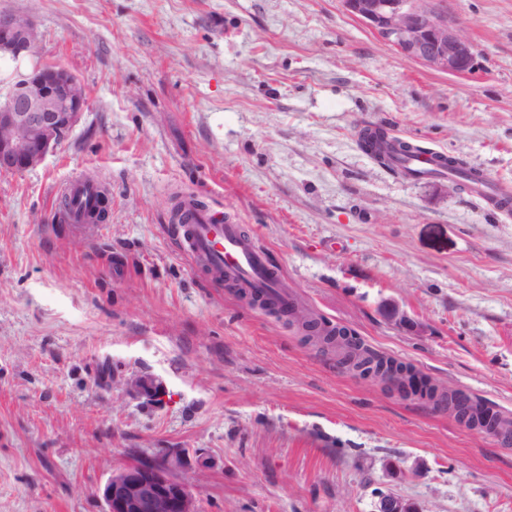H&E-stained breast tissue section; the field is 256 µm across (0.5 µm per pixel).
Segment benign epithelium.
Returning a JSON list of instances; mask_svg holds the SVG:
<instances>
[{"label": "benign epithelium", "mask_w": 512, "mask_h": 512, "mask_svg": "<svg viewBox=\"0 0 512 512\" xmlns=\"http://www.w3.org/2000/svg\"><path fill=\"white\" fill-rule=\"evenodd\" d=\"M345 9L375 30L404 56L453 75L472 72L476 54L472 42L451 27L428 0H342ZM39 32L36 25L12 13H0V59L18 62L32 55ZM88 109L80 79L57 64L36 63L16 74L0 96V173H20L39 165L58 147ZM385 382L404 390L416 384L407 368L394 370ZM130 388L145 397L163 394L157 381L137 375ZM183 451L168 449L114 472L98 487L104 512H199L186 483L173 472L182 465ZM375 512H411L393 494L379 498Z\"/></svg>", "instance_id": "benign-epithelium-1"}]
</instances>
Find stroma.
Segmentation results:
<instances>
[{
  "label": "stroma",
  "mask_w": 512,
  "mask_h": 512,
  "mask_svg": "<svg viewBox=\"0 0 512 512\" xmlns=\"http://www.w3.org/2000/svg\"><path fill=\"white\" fill-rule=\"evenodd\" d=\"M431 5L473 74L405 57L342 0H0L89 100L0 174V512H103L97 485L166 448L200 512H512V445L352 375L173 236L177 200H203L315 317L512 425V213L359 145L382 125L512 186V0ZM87 178L108 221L59 223ZM139 374L162 399L129 391Z\"/></svg>",
  "instance_id": "stroma-1"
}]
</instances>
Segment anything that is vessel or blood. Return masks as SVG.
Instances as JSON below:
<instances>
[{
    "label": "vessel or blood",
    "mask_w": 512,
    "mask_h": 512,
    "mask_svg": "<svg viewBox=\"0 0 512 512\" xmlns=\"http://www.w3.org/2000/svg\"><path fill=\"white\" fill-rule=\"evenodd\" d=\"M177 240L194 266L208 269L217 279L259 291L279 304L296 302L285 277L269 265L263 247L243 236L239 225L201 211L193 223L179 226Z\"/></svg>",
    "instance_id": "obj_1"
}]
</instances>
